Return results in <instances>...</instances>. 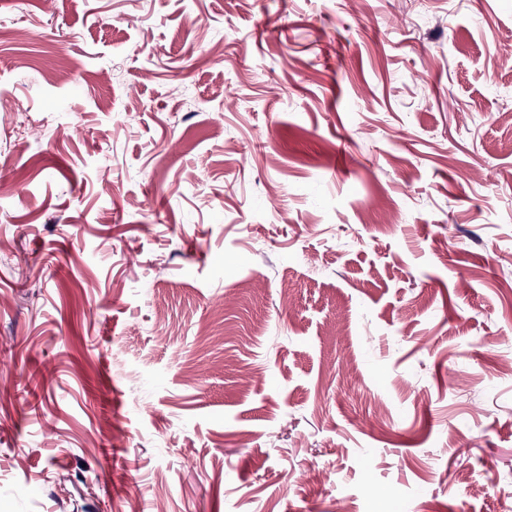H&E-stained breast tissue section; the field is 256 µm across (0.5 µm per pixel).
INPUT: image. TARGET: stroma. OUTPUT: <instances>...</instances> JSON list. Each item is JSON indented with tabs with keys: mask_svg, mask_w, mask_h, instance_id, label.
Masks as SVG:
<instances>
[{
	"mask_svg": "<svg viewBox=\"0 0 512 512\" xmlns=\"http://www.w3.org/2000/svg\"><path fill=\"white\" fill-rule=\"evenodd\" d=\"M508 50L512 0H0V512H512Z\"/></svg>",
	"mask_w": 512,
	"mask_h": 512,
	"instance_id": "obj_1",
	"label": "stroma"
}]
</instances>
